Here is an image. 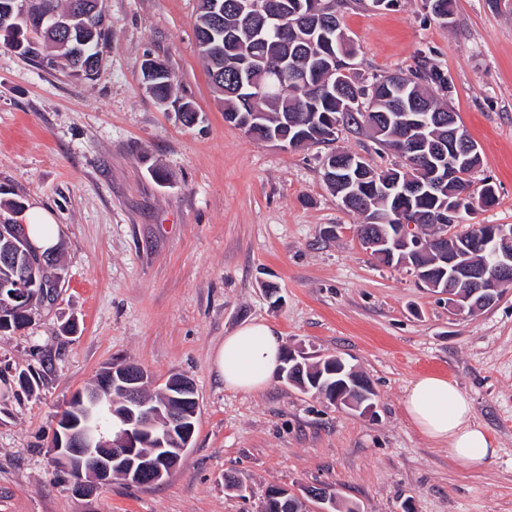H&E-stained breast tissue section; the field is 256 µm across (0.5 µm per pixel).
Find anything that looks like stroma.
<instances>
[{"instance_id": "1", "label": "stroma", "mask_w": 512, "mask_h": 512, "mask_svg": "<svg viewBox=\"0 0 512 512\" xmlns=\"http://www.w3.org/2000/svg\"><path fill=\"white\" fill-rule=\"evenodd\" d=\"M100 6L112 39L94 80L0 40V199L49 210L63 245L55 301L0 335V512H255L268 487L319 485L359 512H512V289L449 311L361 247L360 216L323 182L326 146L282 149L225 122L195 38L199 0ZM339 13L364 81L420 54L447 74L483 159L473 184L490 181L497 198L458 231L512 224V0H454L445 25L421 0H347ZM149 56L168 62L194 126L146 90ZM257 320L285 346L355 366L372 411L277 378L255 394L225 389L214 354ZM125 360L154 392L174 373L193 381L192 446L161 483L116 480L81 497L49 455L55 415ZM430 374L465 392L496 439L481 470L407 417L411 381ZM228 475L246 494L225 488Z\"/></svg>"}]
</instances>
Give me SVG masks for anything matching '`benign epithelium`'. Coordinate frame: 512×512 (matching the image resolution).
I'll list each match as a JSON object with an SVG mask.
<instances>
[{"mask_svg": "<svg viewBox=\"0 0 512 512\" xmlns=\"http://www.w3.org/2000/svg\"><path fill=\"white\" fill-rule=\"evenodd\" d=\"M96 10L91 8L87 0H74L71 12L56 15L43 12L40 0H24L12 21L17 31L36 21L47 25L54 31L71 30L80 19L89 20L87 29L95 28L99 19L95 18ZM478 153L476 145L467 142L458 128L450 130L448 135V164L435 170L439 181L466 176V169L471 156ZM435 235L423 237L415 231V224H375L372 229L358 235L363 248L371 254L390 262H399L403 267L414 270L417 280L428 290L448 298V310L461 311L460 300L480 296L484 302L499 298L508 280L504 274L512 269V252L496 250L492 261L481 266L459 264L453 253L446 248L448 241V225H434ZM495 241L508 244L512 242V226L508 224H491L485 231L482 243ZM437 254V261L447 265L436 274L424 269L418 258L424 255ZM40 293L37 281L24 276L0 286V299L7 309L25 314ZM286 362L293 364L292 372L285 376V381L304 392L310 388L303 380L301 370L307 357L301 350L289 349L285 352ZM118 375L112 376V385L120 386L125 395L126 408L120 413L123 421L122 429L115 439H102L100 429L93 423L92 411L106 407L103 392L98 391L91 397L80 396L81 410L87 412L83 417L84 426L72 428L67 415H60L56 422V446L51 449L54 462L65 468L73 477V490L80 496H92L107 488L112 483V463L126 459L130 465L123 476L133 483L146 478L157 481L169 472L187 451L189 444L182 443L177 437L164 439L158 432V423H183L186 414L182 411L179 397L165 409L154 408L143 401L138 393L139 383L146 382L149 376L145 370L135 364H124L115 367ZM160 442V446L169 448L168 453L159 459H149L136 455L137 448L151 442ZM289 497L298 503H307V499L318 500L325 504L319 512H334L336 497L321 487L317 490L304 488L292 491L283 487H272L264 495L261 512H269L272 501L276 498Z\"/></svg>", "mask_w": 512, "mask_h": 512, "instance_id": "obj_1", "label": "benign epithelium"}]
</instances>
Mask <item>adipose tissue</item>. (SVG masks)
<instances>
[{
  "label": "adipose tissue",
  "mask_w": 512,
  "mask_h": 512,
  "mask_svg": "<svg viewBox=\"0 0 512 512\" xmlns=\"http://www.w3.org/2000/svg\"><path fill=\"white\" fill-rule=\"evenodd\" d=\"M282 353L283 338L277 328L258 321L225 337L214 356L213 369L225 388L256 393L271 383ZM404 406L422 434L448 444L454 457L467 467H480L496 456L495 438L475 421L467 395L447 379L417 377L407 391Z\"/></svg>",
  "instance_id": "ef3b65f1"
}]
</instances>
